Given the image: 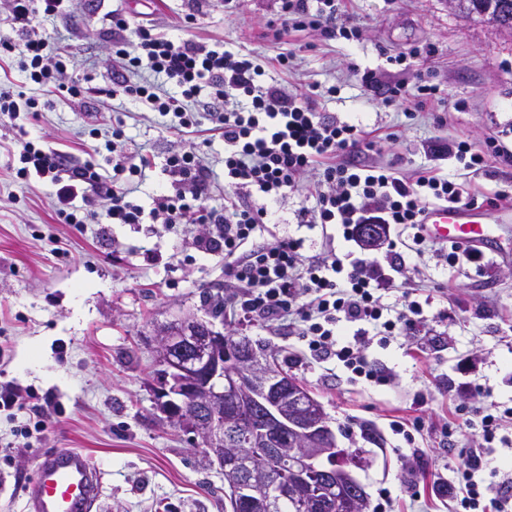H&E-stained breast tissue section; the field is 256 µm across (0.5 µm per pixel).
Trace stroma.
<instances>
[{
    "mask_svg": "<svg viewBox=\"0 0 512 512\" xmlns=\"http://www.w3.org/2000/svg\"><path fill=\"white\" fill-rule=\"evenodd\" d=\"M196 0H125L130 22L151 13L159 32L188 36L252 54L264 80L296 87L318 86L320 109L340 120L396 133L384 159L400 157L403 170L437 169L486 196L512 187V164L494 163L477 172L460 170L455 159L431 153L432 138L483 142L512 132V37L476 16L449 9L446 0H342L345 13L362 28L357 41H328L317 32L266 38L265 24L276 0H242L237 15L221 0L196 8ZM114 0H69L55 23L52 41L75 53L79 73L92 77L99 99L81 106L30 84L16 61L0 62V86L45 102L42 112L0 114V384L11 382L51 399L57 412L10 416L0 411V512H27L25 484L40 454L77 448L101 471L103 494L97 512H230L223 470L208 463L192 434L167 423L156 405L158 369L149 343L159 325L175 318L206 316V298L224 282V254L191 248L198 224L166 231L162 224H112L105 216L65 224L57 214L53 186L16 176L18 142L25 139L71 153L75 164L91 163L112 174L106 147L112 125L122 122L126 152L143 153L152 166L138 184L136 199L151 207L167 184L162 165L169 152L197 145L212 170L209 208L223 210L224 139L208 117L191 132H179L171 116H160L129 98L108 97L112 86V33L95 23L99 7ZM192 24H185L187 14ZM433 52L397 65L393 57L414 46ZM294 54V67L279 69L278 53ZM412 80L430 74L444 102L414 115L379 105L361 74ZM466 107L453 112L457 101ZM452 112L447 125L437 116ZM316 191L305 177L298 192L269 204V222L259 238L275 241L310 235L307 255L321 250L320 231L296 224L300 201ZM406 278L423 302L424 320L406 336L371 337L365 350L394 374L380 385L351 380L341 363L333 375L307 357V345L287 330L224 321L225 335L266 347L279 366L303 385L327 415L339 447L358 450L351 468L370 505L388 492L396 512H448L434 492L435 480H453L467 449L486 446L483 474L491 487L512 489V431L484 442L465 425L475 407L491 402L512 407V259L496 261L484 273L437 260L432 249L404 255ZM456 390H449V383ZM421 419L424 428L407 446L394 434V419ZM458 425L453 447L440 430ZM421 448L413 457V448Z\"/></svg>",
    "mask_w": 512,
    "mask_h": 512,
    "instance_id": "1",
    "label": "stroma"
}]
</instances>
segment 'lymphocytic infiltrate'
Listing matches in <instances>:
<instances>
[{"instance_id": "lymphocytic-infiltrate-1", "label": "lymphocytic infiltrate", "mask_w": 512, "mask_h": 512, "mask_svg": "<svg viewBox=\"0 0 512 512\" xmlns=\"http://www.w3.org/2000/svg\"><path fill=\"white\" fill-rule=\"evenodd\" d=\"M8 5L6 22L17 39L1 40L0 54H19L20 69L34 84L88 99L91 88L68 77L76 66L73 53L52 43L34 24L38 18L56 21L65 0H8ZM100 21L119 33L112 42L110 96L123 95L160 115H174L180 128L189 129L197 119L186 110L185 101L197 100L203 88H210L202 108L224 137V178L234 195L225 197L223 210L206 207L212 190L210 169L192 149L166 157L163 171L171 188L157 194L149 209L131 197L133 178L143 176L149 166L141 154L116 153L112 175L105 178L92 164L74 165L67 151L26 141L19 151L18 177L48 179L55 188L58 215L68 224L81 223V210L104 200L106 218L122 224L159 220L170 230L179 224L204 225L192 246L202 253L223 251L224 308L229 315L267 329L292 328L315 361L336 360L355 376L377 384L390 381L391 373L370 363L360 342L369 330L403 335L422 320L423 307L410 295L392 306L382 301L383 292L395 287L404 257L395 250L381 259L354 251L340 255L331 245L333 235L338 232L354 242L359 225L379 224L394 229L397 243L419 246L425 241L421 217L430 206L474 205L481 201L478 196L434 170L408 177L398 160H374L392 134L318 111L316 90L264 83L265 71L252 55L168 37L157 32L149 17L130 24L118 8L104 13ZM268 27L278 36L308 29L320 31L327 40L360 36L340 0H278L276 18ZM144 69L153 74V81H133V74ZM160 77L175 85L178 95L158 93L155 81ZM361 80L378 89L379 103L387 108L422 109L441 98L439 86L421 75L411 82L381 85L367 71ZM454 148L456 161L467 170L483 169L497 159L512 162V149L497 137L481 147L460 140ZM309 173L316 177L314 202L301 204L296 220L311 230L325 229L322 253L305 255L301 237L257 242V229L268 221V202L297 191ZM254 194L262 197V204L251 203ZM342 320L357 326L352 341L344 344L336 339ZM487 464L486 449H470L457 480L437 484V492L464 512H476L479 478Z\"/></svg>"}]
</instances>
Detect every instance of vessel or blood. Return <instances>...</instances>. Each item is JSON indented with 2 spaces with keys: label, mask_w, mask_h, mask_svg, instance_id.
<instances>
[{
  "label": "vessel or blood",
  "mask_w": 512,
  "mask_h": 512,
  "mask_svg": "<svg viewBox=\"0 0 512 512\" xmlns=\"http://www.w3.org/2000/svg\"><path fill=\"white\" fill-rule=\"evenodd\" d=\"M512 215L487 207L442 204L423 215L424 233L439 243L501 253L499 227ZM30 512H95L101 476L91 459L75 448L40 455L34 478L23 489Z\"/></svg>",
  "instance_id": "b4317fda"
}]
</instances>
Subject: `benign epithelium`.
Returning a JSON list of instances; mask_svg holds the SVG:
<instances>
[{
  "instance_id": "obj_1",
  "label": "benign epithelium",
  "mask_w": 512,
  "mask_h": 512,
  "mask_svg": "<svg viewBox=\"0 0 512 512\" xmlns=\"http://www.w3.org/2000/svg\"><path fill=\"white\" fill-rule=\"evenodd\" d=\"M470 9L500 28L493 5L474 0ZM155 342L158 409L169 422L200 438L208 458L222 465L224 456L232 457L227 485L240 506L273 512L280 500L288 498L286 486L259 497L263 470L256 461L271 458L292 460L306 482L321 475L332 491L358 490V482L348 470L329 464L335 440L323 406L313 399L310 414L288 415V406L298 407L308 395L302 385L271 377L262 360L231 345L212 322L197 317L179 319L161 331ZM232 395L244 397L253 408L262 410L260 435L241 437L247 414L237 401L234 409L224 408ZM188 403L198 407V412L184 415ZM293 499L299 501L303 512H316L325 504L336 508L332 495L308 498L295 494Z\"/></svg>"
}]
</instances>
